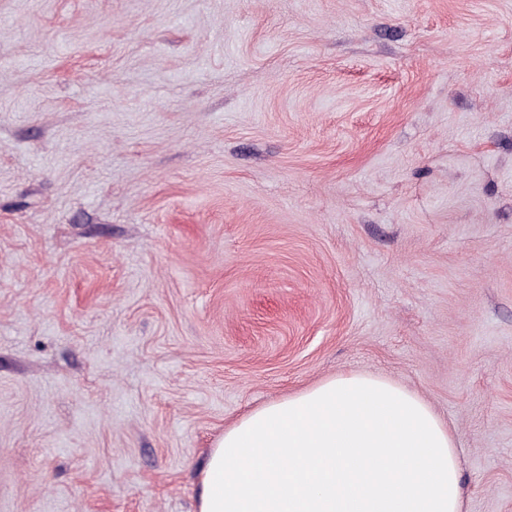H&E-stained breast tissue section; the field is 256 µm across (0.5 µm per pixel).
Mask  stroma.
<instances>
[{
  "instance_id": "35a3bbf8",
  "label": "stroma",
  "mask_w": 512,
  "mask_h": 512,
  "mask_svg": "<svg viewBox=\"0 0 512 512\" xmlns=\"http://www.w3.org/2000/svg\"><path fill=\"white\" fill-rule=\"evenodd\" d=\"M352 372L512 512V0H0V512H196Z\"/></svg>"
}]
</instances>
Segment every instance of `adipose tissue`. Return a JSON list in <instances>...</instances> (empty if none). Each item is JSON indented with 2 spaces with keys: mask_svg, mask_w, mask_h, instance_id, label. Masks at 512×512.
<instances>
[{
  "mask_svg": "<svg viewBox=\"0 0 512 512\" xmlns=\"http://www.w3.org/2000/svg\"><path fill=\"white\" fill-rule=\"evenodd\" d=\"M454 436L418 395L340 375L225 430L196 512H462Z\"/></svg>",
  "mask_w": 512,
  "mask_h": 512,
  "instance_id": "ef3b65f1",
  "label": "adipose tissue"
}]
</instances>
